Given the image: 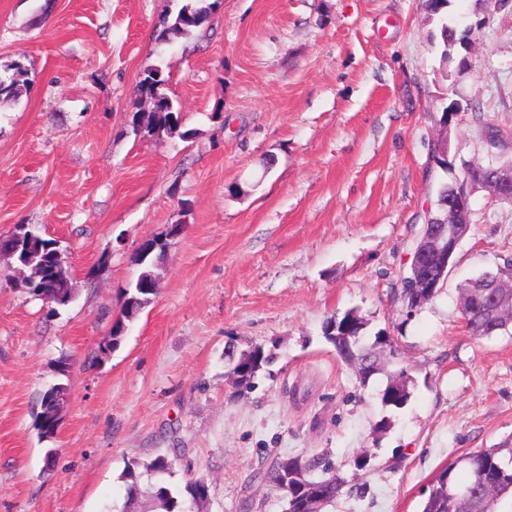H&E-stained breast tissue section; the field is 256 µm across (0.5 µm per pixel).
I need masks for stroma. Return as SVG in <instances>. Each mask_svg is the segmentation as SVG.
I'll list each match as a JSON object with an SVG mask.
<instances>
[{
  "label": "stroma",
  "mask_w": 512,
  "mask_h": 512,
  "mask_svg": "<svg viewBox=\"0 0 512 512\" xmlns=\"http://www.w3.org/2000/svg\"><path fill=\"white\" fill-rule=\"evenodd\" d=\"M175 7L0 0V69L30 72L0 102V230L59 241L75 289L68 306L45 303L0 259V512H119L128 466L159 454L172 486L208 485L203 512H286L255 474L316 452L367 485L324 512H420L443 468L512 436V330L470 336L459 310L468 279L512 261V204L473 195L435 297L412 313L401 302L447 178L433 159L444 109L480 105L481 121L450 123L460 160L484 158L479 122L512 130V10L451 0L475 44L457 49L448 89L425 0H223L192 35L159 40ZM154 67L191 140L133 134ZM171 224L185 231L154 269L156 293L113 344L139 273L130 255ZM351 309L411 375L402 407L326 340ZM255 344L276 358L235 385L226 357ZM56 384L68 401L43 437Z\"/></svg>",
  "instance_id": "obj_1"
}]
</instances>
